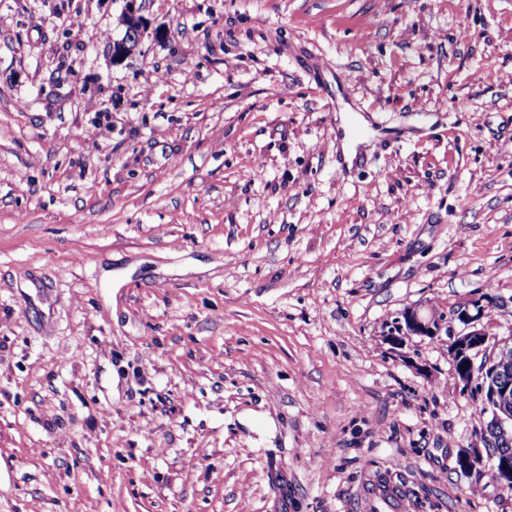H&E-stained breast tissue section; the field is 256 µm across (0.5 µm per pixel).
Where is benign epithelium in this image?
<instances>
[{
	"mask_svg": "<svg viewBox=\"0 0 512 512\" xmlns=\"http://www.w3.org/2000/svg\"><path fill=\"white\" fill-rule=\"evenodd\" d=\"M125 33L112 45V57L120 64L133 55L142 44L147 24L144 18L137 14L136 0H123ZM398 332L403 336H422L434 338L441 331L452 333L450 321L444 317L425 316L419 309L409 307L401 313L397 323ZM512 350V337L499 340L482 329H473L454 335L450 345L453 360L462 362L460 372L456 374L459 381L468 385L477 381V393L481 396L483 409L492 417L495 426L503 436L512 434V384L502 385L492 381L490 372L495 356L487 354V350ZM460 467L469 472H476L491 463L501 468L504 473H512V460L497 455H483L479 449H467L458 457Z\"/></svg>",
	"mask_w": 512,
	"mask_h": 512,
	"instance_id": "1",
	"label": "benign epithelium"
}]
</instances>
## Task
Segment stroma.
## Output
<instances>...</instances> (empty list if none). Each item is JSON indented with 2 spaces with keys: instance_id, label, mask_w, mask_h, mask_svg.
Returning a JSON list of instances; mask_svg holds the SVG:
<instances>
[{
  "instance_id": "obj_1",
  "label": "stroma",
  "mask_w": 512,
  "mask_h": 512,
  "mask_svg": "<svg viewBox=\"0 0 512 512\" xmlns=\"http://www.w3.org/2000/svg\"><path fill=\"white\" fill-rule=\"evenodd\" d=\"M138 7L0 0V512H512L389 340L512 336V0ZM125 33L123 37L112 45V57L115 63L120 64L133 55L142 44L147 24L144 18L137 15L136 0H123Z\"/></svg>"
}]
</instances>
